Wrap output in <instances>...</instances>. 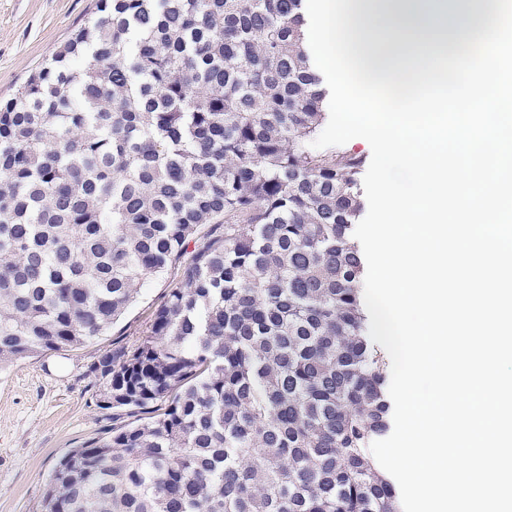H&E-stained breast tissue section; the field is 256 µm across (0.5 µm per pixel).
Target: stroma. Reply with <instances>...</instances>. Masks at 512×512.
Here are the masks:
<instances>
[{
	"label": "stroma",
	"instance_id": "obj_1",
	"mask_svg": "<svg viewBox=\"0 0 512 512\" xmlns=\"http://www.w3.org/2000/svg\"><path fill=\"white\" fill-rule=\"evenodd\" d=\"M96 0H0V99L95 11ZM175 266L146 281L138 302L108 335L75 351L32 357L0 369V512H40L45 482L69 449L127 421L126 410L99 409L90 365L108 345L133 347L154 311L181 281Z\"/></svg>",
	"mask_w": 512,
	"mask_h": 512
}]
</instances>
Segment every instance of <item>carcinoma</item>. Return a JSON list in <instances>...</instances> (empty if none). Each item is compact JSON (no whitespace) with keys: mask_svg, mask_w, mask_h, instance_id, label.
I'll return each instance as SVG.
<instances>
[{"mask_svg":"<svg viewBox=\"0 0 512 512\" xmlns=\"http://www.w3.org/2000/svg\"><path fill=\"white\" fill-rule=\"evenodd\" d=\"M303 2L97 0L0 103V368L98 339L183 265L90 367L135 420L69 450L42 512H397L369 449L391 419L364 160L311 147Z\"/></svg>","mask_w":512,"mask_h":512,"instance_id":"carcinoma-1","label":"carcinoma"}]
</instances>
